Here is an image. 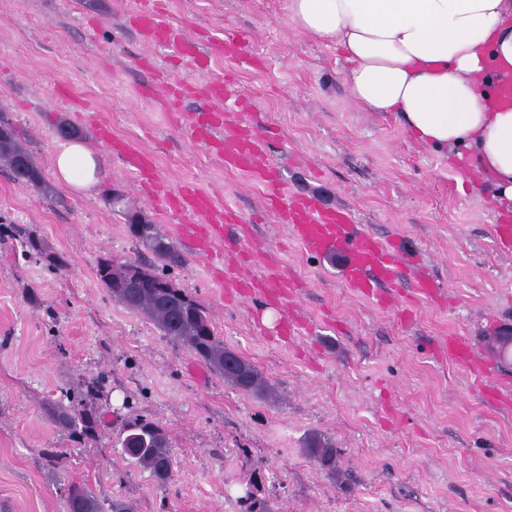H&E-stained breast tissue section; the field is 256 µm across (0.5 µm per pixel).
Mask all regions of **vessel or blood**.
<instances>
[{
  "label": "vessel or blood",
  "instance_id": "1",
  "mask_svg": "<svg viewBox=\"0 0 512 512\" xmlns=\"http://www.w3.org/2000/svg\"><path fill=\"white\" fill-rule=\"evenodd\" d=\"M133 17L145 41L171 45L180 51L187 49L194 59L203 58L204 53L196 42L162 20L153 0H141ZM207 93L215 108L206 121L197 120L190 124L191 134L218 154L225 167L246 174L261 188L266 205L289 224L294 237L307 252L320 256L342 255L346 285L359 295L386 305L387 289L393 285L404 261L402 253L365 232L346 210L324 209L312 199L289 195L277 165L266 156L253 126L240 121L238 110L225 102L223 81H209ZM100 135L111 140L113 151L123 154L126 163L136 168L140 176H148L151 165L144 156L128 151L121 141L112 140L108 127H101ZM154 191L162 206L201 216V223L184 225L183 232L205 255H213V242L222 236L224 226L239 220L232 210L216 207L210 197L202 195L196 188L185 186L173 193L158 185Z\"/></svg>",
  "mask_w": 512,
  "mask_h": 512
}]
</instances>
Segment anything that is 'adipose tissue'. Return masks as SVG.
<instances>
[{
  "label": "adipose tissue",
  "instance_id": "obj_1",
  "mask_svg": "<svg viewBox=\"0 0 512 512\" xmlns=\"http://www.w3.org/2000/svg\"><path fill=\"white\" fill-rule=\"evenodd\" d=\"M294 30L336 44L349 64L351 97L369 112H394L422 144L456 156L472 147L512 204V103L494 76L512 73V0H288ZM56 180L91 190L97 154L60 143Z\"/></svg>",
  "mask_w": 512,
  "mask_h": 512
}]
</instances>
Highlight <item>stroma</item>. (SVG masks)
<instances>
[{
	"instance_id": "35a3bbf8",
	"label": "stroma",
	"mask_w": 512,
	"mask_h": 512,
	"mask_svg": "<svg viewBox=\"0 0 512 512\" xmlns=\"http://www.w3.org/2000/svg\"><path fill=\"white\" fill-rule=\"evenodd\" d=\"M166 23L195 38L203 65L144 44L126 17L138 0H0V116L20 133L46 180L67 124L98 153L88 193L57 185L45 198L0 169V224H24L65 261L59 270L0 244V512H67L68 483L134 512H241L248 483L271 512H512V359L486 340L512 333V211L490 173L426 147L393 112L350 96L335 45L295 31L287 0H156ZM221 79L251 122L291 194L351 211L406 258L378 307L343 280L340 258L308 253L265 209L261 190L196 142L187 118L210 112L190 93L170 105V83ZM152 158L137 181L97 125ZM184 183L234 209L210 261L178 232L191 215L162 210L153 183ZM159 224L182 256L170 277L209 312L227 347L256 365L276 395L260 399L215 376L149 320L112 299L97 276L104 258L148 257L113 209V192ZM246 268L244 294L219 276ZM424 272L439 295L420 294ZM288 279L279 300L261 288ZM294 332L283 335L285 319ZM464 337L484 357L476 383L445 350ZM98 382L88 409L96 438L72 442L46 404ZM162 426L173 478L158 484L120 444L127 420ZM313 431L331 435L345 482L304 455ZM56 455L47 464L44 455Z\"/></svg>"
}]
</instances>
